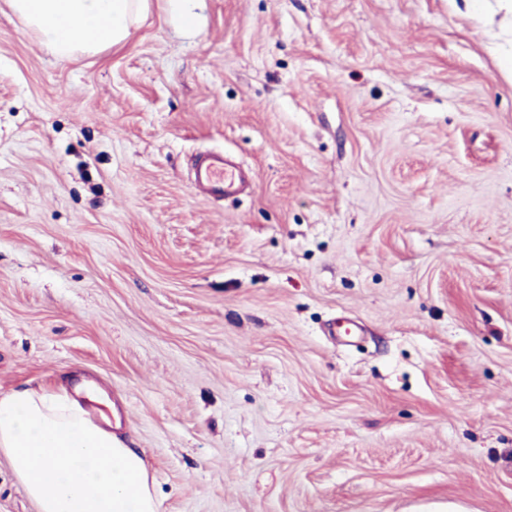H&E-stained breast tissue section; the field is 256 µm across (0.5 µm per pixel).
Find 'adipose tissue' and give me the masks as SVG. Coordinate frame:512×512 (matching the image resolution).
I'll list each match as a JSON object with an SVG mask.
<instances>
[{
  "instance_id": "obj_1",
  "label": "adipose tissue",
  "mask_w": 512,
  "mask_h": 512,
  "mask_svg": "<svg viewBox=\"0 0 512 512\" xmlns=\"http://www.w3.org/2000/svg\"><path fill=\"white\" fill-rule=\"evenodd\" d=\"M55 57L123 42L147 0H7ZM0 454L38 512H160L141 454L68 390L0 395Z\"/></svg>"
}]
</instances>
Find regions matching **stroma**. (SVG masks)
Listing matches in <instances>:
<instances>
[{"label": "stroma", "instance_id": "obj_1", "mask_svg": "<svg viewBox=\"0 0 512 512\" xmlns=\"http://www.w3.org/2000/svg\"><path fill=\"white\" fill-rule=\"evenodd\" d=\"M495 8L150 0L58 59L0 0V393L95 384L161 512H512ZM192 187L209 199H220L245 192V172L223 152H209L197 158L191 177Z\"/></svg>", "mask_w": 512, "mask_h": 512}]
</instances>
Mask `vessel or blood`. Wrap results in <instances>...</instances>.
<instances>
[{
	"instance_id": "vessel-or-blood-1",
	"label": "vessel or blood",
	"mask_w": 512,
	"mask_h": 512,
	"mask_svg": "<svg viewBox=\"0 0 512 512\" xmlns=\"http://www.w3.org/2000/svg\"><path fill=\"white\" fill-rule=\"evenodd\" d=\"M192 187L209 199H220L245 192V172L221 152H209L197 158L191 177Z\"/></svg>"
}]
</instances>
